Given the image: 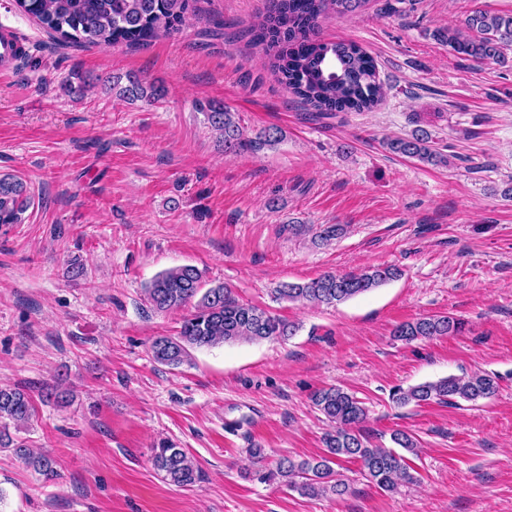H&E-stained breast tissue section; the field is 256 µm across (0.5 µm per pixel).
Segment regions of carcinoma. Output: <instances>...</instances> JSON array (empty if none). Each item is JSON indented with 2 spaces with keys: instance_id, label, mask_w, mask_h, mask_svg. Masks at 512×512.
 Masks as SVG:
<instances>
[{
  "instance_id": "carcinoma-1",
  "label": "carcinoma",
  "mask_w": 512,
  "mask_h": 512,
  "mask_svg": "<svg viewBox=\"0 0 512 512\" xmlns=\"http://www.w3.org/2000/svg\"><path fill=\"white\" fill-rule=\"evenodd\" d=\"M18 8L34 18L57 41L103 48L125 44L143 45L179 29L186 22L190 0H15ZM366 0H269L266 14L255 27V41L270 55L277 80L304 104L321 115L336 112H365L375 108L386 95L374 58L353 41H327L316 36L320 18L328 10L341 16L355 15ZM434 37L451 51L475 61L508 63L506 50L512 48V15L502 16L478 10L462 27L440 28ZM127 85L120 86L121 80ZM120 96L131 100L157 102L165 89L135 74L113 78ZM205 121L224 140V151L240 153L262 146H274L282 139L277 127L264 129L257 138L243 137L234 113L220 101L200 104ZM391 153L433 165L448 164V156L432 144L430 133L418 128L405 137L385 142ZM30 205L27 189L20 180L0 178V224H20ZM344 231L339 224H323L314 242L329 243ZM399 275L392 265L368 266L357 272H327L307 283L284 282L277 298L303 305H334L346 301ZM147 303L156 311L178 310L194 303L184 317L177 336H159L152 343L154 360L170 368L191 361V350L238 341L261 342L286 338L296 327L265 309L240 301L224 284L205 287L203 273L195 266L180 265L159 273L144 289ZM464 322L450 315H431L395 326L393 336L403 343L439 336H455ZM497 376L473 373L450 375L436 381L390 393L398 407L431 401L470 403L494 396ZM315 408L333 429L323 437L325 452L308 459L285 457L275 468L260 474L263 481H277L303 497L341 498L349 484L336 466L342 461L360 463L365 479L383 492L393 493L417 482L408 455L417 454L416 438L396 430L391 440L397 452L371 443L362 432L367 407L355 393L342 387L322 388L312 396ZM35 414L34 399L23 388L0 387V449H8L27 467L48 479L59 476L58 461L49 454L36 453L26 441L11 436L8 424L20 430ZM154 467L168 483L192 487L202 480V471L187 452L170 442L154 449Z\"/></svg>"
}]
</instances>
